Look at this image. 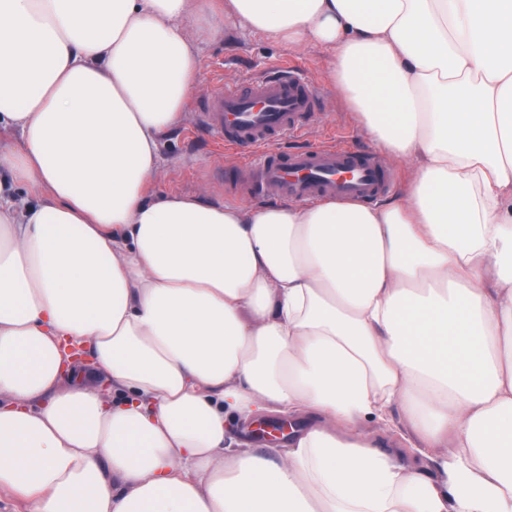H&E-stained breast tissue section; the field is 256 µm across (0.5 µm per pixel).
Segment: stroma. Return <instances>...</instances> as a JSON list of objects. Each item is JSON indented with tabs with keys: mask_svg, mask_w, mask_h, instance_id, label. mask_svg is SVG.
Listing matches in <instances>:
<instances>
[{
	"mask_svg": "<svg viewBox=\"0 0 512 512\" xmlns=\"http://www.w3.org/2000/svg\"><path fill=\"white\" fill-rule=\"evenodd\" d=\"M198 59L196 88L191 95L193 104L212 96L223 86L261 75L277 65L297 66L312 81L321 95V109L313 115L303 141L282 140L278 144L281 151L294 150L300 143L318 147L331 142L370 149L371 143L360 128L357 114L339 97L326 50L313 45L292 47L228 22L222 38L200 43ZM193 104L187 107L182 123L165 132L159 141L163 164L154 191L197 195L215 205L249 203L247 194L234 190L226 182L224 168L235 162V154L215 147L208 132L200 126Z\"/></svg>",
	"mask_w": 512,
	"mask_h": 512,
	"instance_id": "1",
	"label": "stroma"
}]
</instances>
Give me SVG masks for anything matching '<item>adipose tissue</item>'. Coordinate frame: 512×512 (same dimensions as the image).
Returning <instances> with one entry per match:
<instances>
[{"mask_svg": "<svg viewBox=\"0 0 512 512\" xmlns=\"http://www.w3.org/2000/svg\"><path fill=\"white\" fill-rule=\"evenodd\" d=\"M226 17L331 50L414 164L395 198L152 194ZM1 129L27 199L0 190V489L26 512H512V0H0ZM394 405L433 476L364 427ZM268 412L278 459L226 447Z\"/></svg>", "mask_w": 512, "mask_h": 512, "instance_id": "1", "label": "adipose tissue"}]
</instances>
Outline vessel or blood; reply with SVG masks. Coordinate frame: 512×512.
I'll list each match as a JSON object with an SVG mask.
<instances>
[{
  "label": "vessel or blood",
  "instance_id": "b4317fda",
  "mask_svg": "<svg viewBox=\"0 0 512 512\" xmlns=\"http://www.w3.org/2000/svg\"><path fill=\"white\" fill-rule=\"evenodd\" d=\"M320 101L312 83L294 67L222 88L201 105V122L219 144L251 156L252 196L275 191L286 200L336 198L367 202L388 188L392 172L373 154L346 146H320L284 155L277 142L305 131Z\"/></svg>",
  "mask_w": 512,
  "mask_h": 512
}]
</instances>
